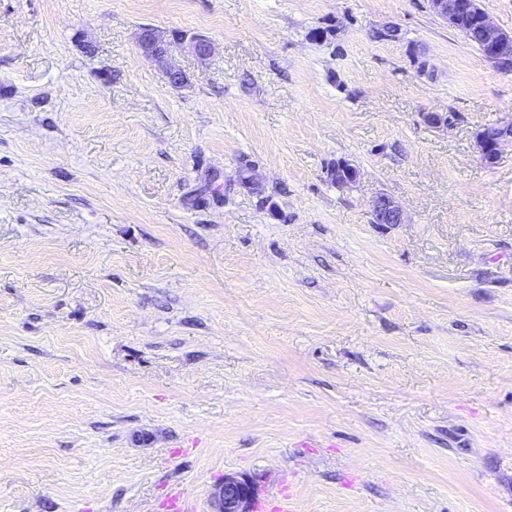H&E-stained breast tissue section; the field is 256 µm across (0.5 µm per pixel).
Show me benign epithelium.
I'll return each mask as SVG.
<instances>
[{"label":"benign epithelium","instance_id":"1","mask_svg":"<svg viewBox=\"0 0 512 512\" xmlns=\"http://www.w3.org/2000/svg\"><path fill=\"white\" fill-rule=\"evenodd\" d=\"M432 11L453 27L465 15L475 17L477 32L485 53L492 62L512 58V32L495 26L479 7L478 0H429ZM177 41L201 60L209 58L214 44L204 36H181L175 39L153 27L139 30L135 45L142 56L158 65L167 81L180 89L188 84L187 75L169 62L172 41ZM424 122L435 129H446L453 124L454 115L442 112L423 113ZM475 143L480 160L486 165L497 163L503 147L512 145V119L500 121L490 129L480 126L475 131ZM331 181L340 188L353 187L360 178L359 169L347 160H340L328 171ZM371 223L404 224L406 218L395 199L385 193L374 196L369 204ZM254 484L245 477L224 476L216 489L215 512H250Z\"/></svg>","mask_w":512,"mask_h":512}]
</instances>
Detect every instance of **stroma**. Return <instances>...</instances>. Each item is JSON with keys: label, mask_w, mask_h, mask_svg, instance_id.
Returning <instances> with one entry per match:
<instances>
[{"label": "stroma", "mask_w": 512, "mask_h": 512, "mask_svg": "<svg viewBox=\"0 0 512 512\" xmlns=\"http://www.w3.org/2000/svg\"><path fill=\"white\" fill-rule=\"evenodd\" d=\"M511 117L428 0H0V512H512ZM177 41L189 52L201 60L209 58L214 51V44L205 36H181L172 39L153 27L140 29L135 36V45L138 51L146 59L158 65L167 81L175 88L180 89L188 84L187 75L169 62L171 46ZM475 143L480 160L486 165L496 164L503 147L507 144L512 146V119L497 122L491 129L484 125L478 127ZM329 178L340 188H352L360 178L359 169L347 160H340L328 171ZM371 221L375 224L406 223L404 212L395 199L388 194L374 196L369 204ZM254 484L245 477L225 475L216 489L215 512H250Z\"/></svg>", "instance_id": "stroma-1"}]
</instances>
